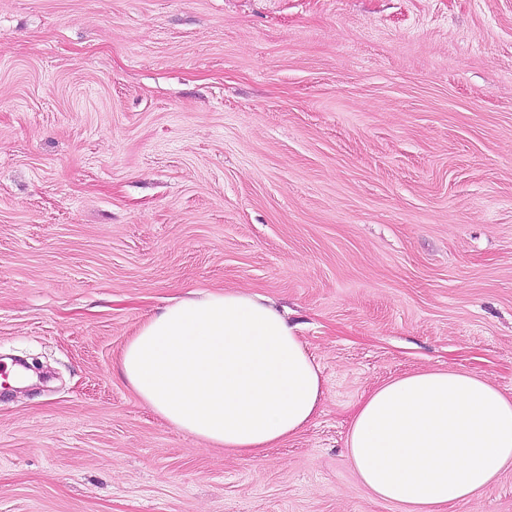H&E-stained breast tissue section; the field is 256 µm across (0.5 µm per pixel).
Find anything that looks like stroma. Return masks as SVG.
<instances>
[{"label":"stroma","mask_w":512,"mask_h":512,"mask_svg":"<svg viewBox=\"0 0 512 512\" xmlns=\"http://www.w3.org/2000/svg\"><path fill=\"white\" fill-rule=\"evenodd\" d=\"M243 290L325 394L253 457L123 381L172 299ZM0 512H407L358 404L454 368L512 396V0H0ZM449 512H512V466Z\"/></svg>","instance_id":"1"}]
</instances>
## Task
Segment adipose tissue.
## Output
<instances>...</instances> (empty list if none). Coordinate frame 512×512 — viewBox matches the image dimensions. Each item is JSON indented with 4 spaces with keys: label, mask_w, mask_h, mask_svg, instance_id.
Returning <instances> with one entry per match:
<instances>
[{
    "label": "adipose tissue",
    "mask_w": 512,
    "mask_h": 512,
    "mask_svg": "<svg viewBox=\"0 0 512 512\" xmlns=\"http://www.w3.org/2000/svg\"><path fill=\"white\" fill-rule=\"evenodd\" d=\"M119 368L177 430L245 456L300 431L324 395L295 326L236 290L198 292L148 317L124 344ZM347 446L376 499L447 512L512 464V397L454 369L412 374L360 403Z\"/></svg>",
    "instance_id": "ef3b65f1"
}]
</instances>
